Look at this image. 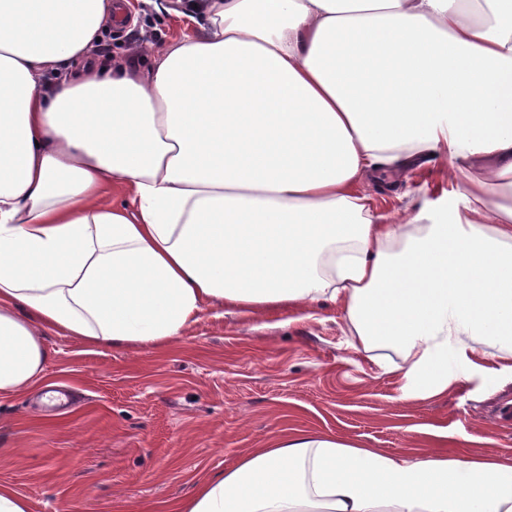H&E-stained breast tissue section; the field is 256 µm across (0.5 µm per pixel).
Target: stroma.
<instances>
[{"label": "stroma", "mask_w": 512, "mask_h": 512, "mask_svg": "<svg viewBox=\"0 0 512 512\" xmlns=\"http://www.w3.org/2000/svg\"><path fill=\"white\" fill-rule=\"evenodd\" d=\"M132 20L106 27L113 56L134 40L154 47L189 33L185 20L128 0ZM441 158L375 186L380 212L426 208L439 217L457 201L435 179ZM45 381L72 394L55 412L39 391L0 397V484L30 512H169L205 474L223 471L287 428L414 457L512 454V373L469 372L439 397L403 399L393 351L348 347L338 308L254 321L205 310L164 353L91 348L44 338Z\"/></svg>", "instance_id": "stroma-1"}]
</instances>
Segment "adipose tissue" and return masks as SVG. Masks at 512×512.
Returning a JSON list of instances; mask_svg holds the SVG:
<instances>
[{
	"instance_id": "ef3b65f1",
	"label": "adipose tissue",
	"mask_w": 512,
	"mask_h": 512,
	"mask_svg": "<svg viewBox=\"0 0 512 512\" xmlns=\"http://www.w3.org/2000/svg\"><path fill=\"white\" fill-rule=\"evenodd\" d=\"M126 8L0 0V395L46 333L162 352L213 305H337L408 400L512 371V0H183L71 73ZM430 153L458 203L378 212ZM170 512H512V456L287 429ZM128 2L134 21L121 27L107 25L101 32V40L112 43L113 58L122 56L131 41L148 40L155 48H161L171 40L191 32L185 20L173 15L159 17L152 7L144 4L142 0H128Z\"/></svg>"
}]
</instances>
